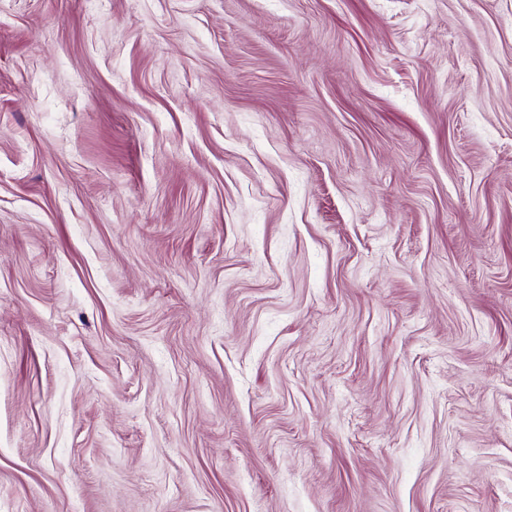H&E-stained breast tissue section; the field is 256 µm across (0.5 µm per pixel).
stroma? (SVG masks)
Instances as JSON below:
<instances>
[{
  "mask_svg": "<svg viewBox=\"0 0 512 512\" xmlns=\"http://www.w3.org/2000/svg\"><path fill=\"white\" fill-rule=\"evenodd\" d=\"M0 512H512V0H0Z\"/></svg>",
  "mask_w": 512,
  "mask_h": 512,
  "instance_id": "35a3bbf8",
  "label": "stroma"
}]
</instances>
